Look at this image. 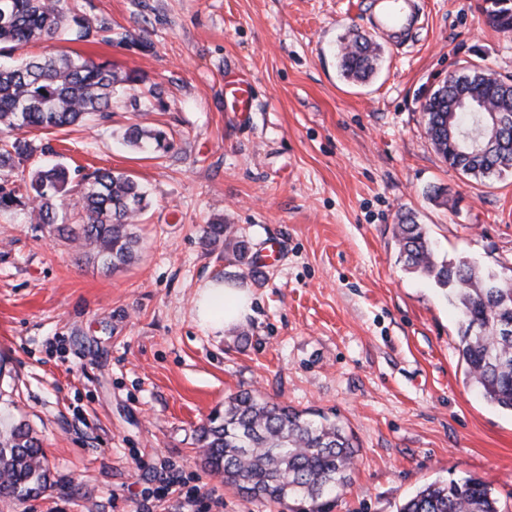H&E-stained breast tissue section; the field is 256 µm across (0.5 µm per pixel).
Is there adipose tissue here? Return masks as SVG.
Instances as JSON below:
<instances>
[{
  "label": "adipose tissue",
  "mask_w": 512,
  "mask_h": 512,
  "mask_svg": "<svg viewBox=\"0 0 512 512\" xmlns=\"http://www.w3.org/2000/svg\"><path fill=\"white\" fill-rule=\"evenodd\" d=\"M199 324L212 332L244 321L251 313V299L246 289L221 279L206 281L196 300Z\"/></svg>",
  "instance_id": "ef3b65f1"
}]
</instances>
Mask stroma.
Here are the masks:
<instances>
[{
  "label": "stroma",
  "mask_w": 512,
  "mask_h": 512,
  "mask_svg": "<svg viewBox=\"0 0 512 512\" xmlns=\"http://www.w3.org/2000/svg\"><path fill=\"white\" fill-rule=\"evenodd\" d=\"M91 16L151 42L53 43L110 61L163 89L164 108L60 131H31L81 176L106 169L148 192L134 263L77 261L66 238L0 211V421L42 444L51 485L0 512H280L201 463L198 428L249 390L298 410L336 413L357 438L330 512H398L436 480L488 483L512 512V413L469 386L447 289L409 273L398 214L423 224L438 259L512 276V172L476 183L448 167L422 106L449 73L512 77V30L485 0H419L417 30L385 46L375 79L342 78V39L368 34L366 0H80ZM252 83L248 117L230 111L232 72ZM169 147L122 143L131 124ZM231 224L259 255L250 267L206 245ZM211 279L247 288L252 313L218 333L196 322ZM193 494L182 509L164 475Z\"/></svg>",
  "instance_id": "1"
}]
</instances>
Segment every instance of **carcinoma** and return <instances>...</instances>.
Segmentation results:
<instances>
[{
    "instance_id": "obj_1",
    "label": "carcinoma",
    "mask_w": 512,
    "mask_h": 512,
    "mask_svg": "<svg viewBox=\"0 0 512 512\" xmlns=\"http://www.w3.org/2000/svg\"><path fill=\"white\" fill-rule=\"evenodd\" d=\"M488 21L512 29V0H487ZM151 43L116 32L105 18H92L66 0H0V57L20 46L55 41ZM380 49L357 35L341 48L339 66L348 79L367 81ZM473 68L453 75L423 105L426 133L449 167L476 179L512 169V133L486 129L488 112L512 114V81H488ZM116 99L135 112L147 103L164 106L162 90L143 76L112 64L66 52L0 65V208L24 207L30 220L78 244L107 271L132 262L139 243L134 227L148 206L144 188L124 173L97 169L82 177L78 200L69 198L72 174L56 162L29 175L26 193L9 186L7 175L45 148L22 134L52 131L110 111ZM123 142L140 151L167 147V134L133 124ZM394 235L406 269L449 288L460 320L456 349L472 386L489 403L512 411V281L467 260L440 261L425 228L409 214L398 216ZM212 246L224 242L242 262L248 242L222 220L202 228ZM204 466L224 483L288 512H327L331 498L347 485L357 453L356 437L341 420L320 411H297L241 391L224 401V418L198 429ZM39 439L24 423L0 424V497L25 499L49 486L50 473ZM398 512H499L491 486L476 478L436 480L419 489Z\"/></svg>"
}]
</instances>
